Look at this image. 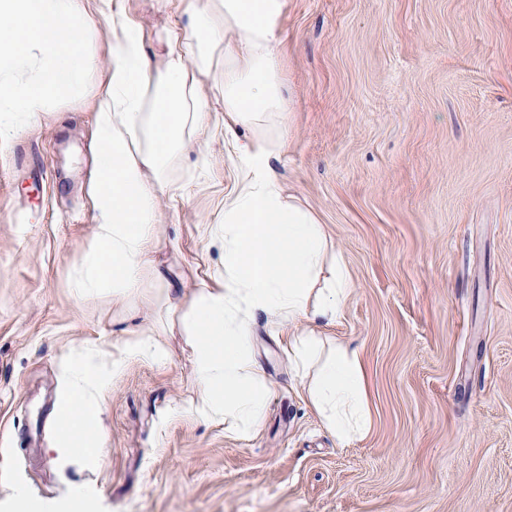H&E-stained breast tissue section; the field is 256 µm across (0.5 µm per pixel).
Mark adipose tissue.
I'll list each match as a JSON object with an SVG mask.
<instances>
[{
	"label": "adipose tissue",
	"instance_id": "1",
	"mask_svg": "<svg viewBox=\"0 0 512 512\" xmlns=\"http://www.w3.org/2000/svg\"><path fill=\"white\" fill-rule=\"evenodd\" d=\"M182 23L149 36L128 0H0V146L25 130L51 99L82 87L96 20L109 31L104 79L95 94L98 169L93 182L94 246L71 278L78 296L103 285L129 298L150 274L164 295L168 336L192 337L199 391L193 413L239 433L263 423L270 389L254 361V316L293 325L288 349L298 372L313 373L306 396L340 442L371 423L366 373L357 352L333 346L321 356L316 327L336 321L350 294L349 269L325 225L297 204L280 178L287 150L281 47L287 0H156ZM223 117L213 122L210 93ZM223 137L236 179L224 221L204 225L224 248V267L186 291L155 259L161 198L190 152ZM151 337L103 362L98 348L70 356L61 370L64 414L51 450L60 470L99 465L103 400L131 359L166 362Z\"/></svg>",
	"mask_w": 512,
	"mask_h": 512
}]
</instances>
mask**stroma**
I'll return each mask as SVG.
<instances>
[{
    "instance_id": "1",
    "label": "stroma",
    "mask_w": 512,
    "mask_h": 512,
    "mask_svg": "<svg viewBox=\"0 0 512 512\" xmlns=\"http://www.w3.org/2000/svg\"><path fill=\"white\" fill-rule=\"evenodd\" d=\"M290 194L325 224L352 278L320 336L358 351L372 424L340 442L303 395L291 327L265 316L252 352L271 388L259 431L188 412L184 337L131 362L99 419V468L60 473L57 375L165 316L158 285L76 297L94 241V83L53 99L0 148V512H512V0H288ZM189 155L162 199L159 257L189 288L223 268L202 235L235 163Z\"/></svg>"
}]
</instances>
